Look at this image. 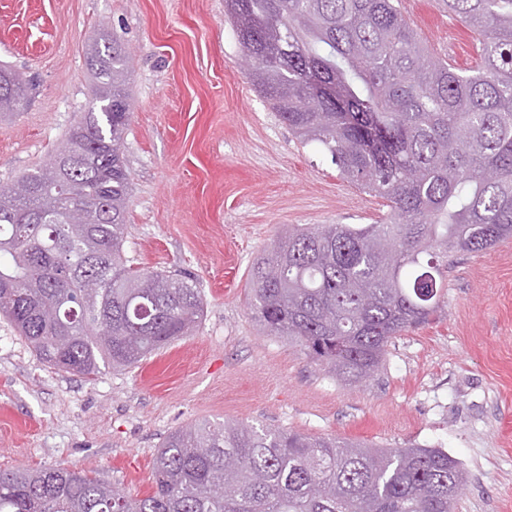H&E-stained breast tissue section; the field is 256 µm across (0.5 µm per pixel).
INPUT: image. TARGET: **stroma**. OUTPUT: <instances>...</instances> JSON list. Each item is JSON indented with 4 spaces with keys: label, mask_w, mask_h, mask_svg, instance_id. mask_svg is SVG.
<instances>
[{
    "label": "stroma",
    "mask_w": 512,
    "mask_h": 512,
    "mask_svg": "<svg viewBox=\"0 0 512 512\" xmlns=\"http://www.w3.org/2000/svg\"><path fill=\"white\" fill-rule=\"evenodd\" d=\"M398 7L439 55L446 0ZM105 31L131 50L125 256L192 278L204 314L190 336L91 380L50 368L0 317V471L76 467L142 497L171 433L228 421L441 448L468 474L457 512H512V238L458 255L444 301L364 382L266 335L246 295L273 241L304 225L374 224L389 209L254 90L224 0H0V68L29 86L27 106L0 116V183L46 165L89 110L86 45Z\"/></svg>",
    "instance_id": "obj_1"
}]
</instances>
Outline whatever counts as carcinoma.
I'll return each mask as SVG.
<instances>
[{
    "label": "carcinoma",
    "mask_w": 512,
    "mask_h": 512,
    "mask_svg": "<svg viewBox=\"0 0 512 512\" xmlns=\"http://www.w3.org/2000/svg\"><path fill=\"white\" fill-rule=\"evenodd\" d=\"M248 78L301 142L384 199L382 224H318L277 238L250 273L263 331L344 382L438 308L461 253L512 237V0H448L476 35V66L433 58L394 0H224ZM95 106L47 164L0 184V316L39 358L96 376L191 334L194 282L122 257L129 173V51L88 46ZM332 86L335 97L313 94ZM28 87L0 69V112ZM103 287L91 294L86 281ZM50 306L55 315L42 317ZM133 497L82 471L0 472V512H453L463 464L441 448H369L265 426L198 422L154 460Z\"/></svg>",
    "instance_id": "1"
}]
</instances>
